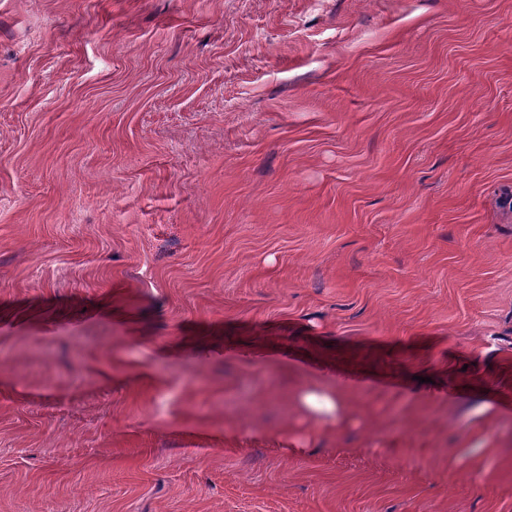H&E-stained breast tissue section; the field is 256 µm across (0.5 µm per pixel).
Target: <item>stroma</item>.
I'll list each match as a JSON object with an SVG mask.
<instances>
[{"instance_id": "stroma-1", "label": "stroma", "mask_w": 512, "mask_h": 512, "mask_svg": "<svg viewBox=\"0 0 512 512\" xmlns=\"http://www.w3.org/2000/svg\"><path fill=\"white\" fill-rule=\"evenodd\" d=\"M0 512H512V0H0ZM304 406L316 414H332L337 412L339 403L337 399L328 394H307L303 399Z\"/></svg>"}]
</instances>
